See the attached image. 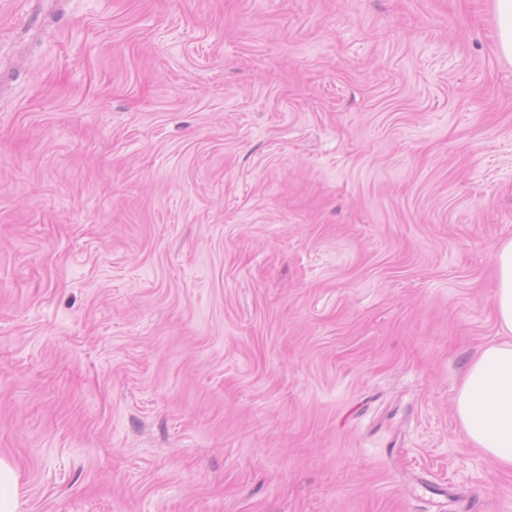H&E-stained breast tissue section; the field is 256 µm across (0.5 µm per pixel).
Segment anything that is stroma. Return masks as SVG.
Masks as SVG:
<instances>
[{
    "mask_svg": "<svg viewBox=\"0 0 512 512\" xmlns=\"http://www.w3.org/2000/svg\"><path fill=\"white\" fill-rule=\"evenodd\" d=\"M508 239L495 0H0L18 512H512ZM498 285L493 296L500 342L470 362L455 399L465 437L504 468H512V239L495 254Z\"/></svg>",
    "mask_w": 512,
    "mask_h": 512,
    "instance_id": "obj_1",
    "label": "stroma"
}]
</instances>
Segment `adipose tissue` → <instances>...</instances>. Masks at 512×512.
<instances>
[{
	"label": "adipose tissue",
	"instance_id": "obj_1",
	"mask_svg": "<svg viewBox=\"0 0 512 512\" xmlns=\"http://www.w3.org/2000/svg\"><path fill=\"white\" fill-rule=\"evenodd\" d=\"M495 267L493 307L502 339L471 360L456 393L455 412L469 444L512 468V239L498 247Z\"/></svg>",
	"mask_w": 512,
	"mask_h": 512
}]
</instances>
